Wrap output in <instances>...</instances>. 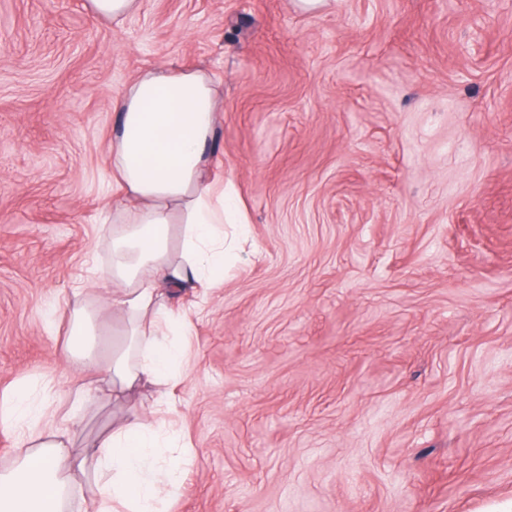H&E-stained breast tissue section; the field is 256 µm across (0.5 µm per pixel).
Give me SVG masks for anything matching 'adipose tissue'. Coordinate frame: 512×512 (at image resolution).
<instances>
[{
  "instance_id": "adipose-tissue-1",
  "label": "adipose tissue",
  "mask_w": 512,
  "mask_h": 512,
  "mask_svg": "<svg viewBox=\"0 0 512 512\" xmlns=\"http://www.w3.org/2000/svg\"><path fill=\"white\" fill-rule=\"evenodd\" d=\"M219 81L204 69L154 67L129 84L115 103L109 145L112 180V258L99 273L110 298L78 302L65 320V350L95 380L81 384L66 415L27 387L0 398V426L17 434L12 468L0 472V512H70L71 492L83 480L96 493L84 512H164L180 486L182 457H164L163 429L132 411L81 450L70 436L86 399L126 400L149 384L157 406L173 378L184 373L188 314L170 308L167 294L224 283V226L236 206L224 194L214 151ZM119 326L111 346L86 345L104 312Z\"/></svg>"
}]
</instances>
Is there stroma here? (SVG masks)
Wrapping results in <instances>:
<instances>
[{
	"label": "stroma",
	"mask_w": 512,
	"mask_h": 512,
	"mask_svg": "<svg viewBox=\"0 0 512 512\" xmlns=\"http://www.w3.org/2000/svg\"><path fill=\"white\" fill-rule=\"evenodd\" d=\"M157 66L222 74L247 235L170 300L167 512L511 504L512 0H0V395L89 374L45 321L111 259L114 103ZM92 9L101 15L112 17L117 23L134 12L139 6V0H89Z\"/></svg>",
	"instance_id": "stroma-1"
}]
</instances>
